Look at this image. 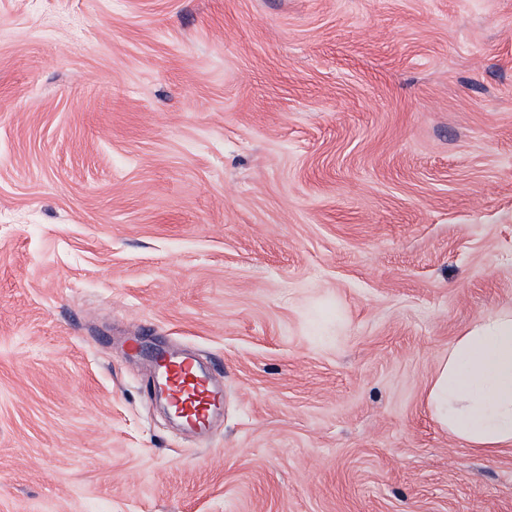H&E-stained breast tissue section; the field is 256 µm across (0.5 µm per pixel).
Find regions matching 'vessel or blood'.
Returning <instances> with one entry per match:
<instances>
[{
  "label": "vessel or blood",
  "mask_w": 512,
  "mask_h": 512,
  "mask_svg": "<svg viewBox=\"0 0 512 512\" xmlns=\"http://www.w3.org/2000/svg\"><path fill=\"white\" fill-rule=\"evenodd\" d=\"M149 362L175 418L189 431L209 433L224 407L223 374L201 371L190 355L166 350L154 351Z\"/></svg>",
  "instance_id": "vessel-or-blood-1"
}]
</instances>
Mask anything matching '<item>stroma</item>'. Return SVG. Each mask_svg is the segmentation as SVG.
<instances>
[{"instance_id":"obj_1","label":"stroma","mask_w":512,"mask_h":512,"mask_svg":"<svg viewBox=\"0 0 512 512\" xmlns=\"http://www.w3.org/2000/svg\"><path fill=\"white\" fill-rule=\"evenodd\" d=\"M511 309L512 0H0V512H512L426 404ZM167 405L189 431L208 434L224 407V375L201 371L187 354L156 350L149 357Z\"/></svg>"}]
</instances>
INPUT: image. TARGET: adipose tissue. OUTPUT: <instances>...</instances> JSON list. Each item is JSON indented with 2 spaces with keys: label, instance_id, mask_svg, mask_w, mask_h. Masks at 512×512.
Listing matches in <instances>:
<instances>
[{
  "label": "adipose tissue",
  "instance_id": "obj_1",
  "mask_svg": "<svg viewBox=\"0 0 512 512\" xmlns=\"http://www.w3.org/2000/svg\"><path fill=\"white\" fill-rule=\"evenodd\" d=\"M434 421L469 447L512 446V311L482 318L460 336L427 392Z\"/></svg>",
  "mask_w": 512,
  "mask_h": 512
}]
</instances>
